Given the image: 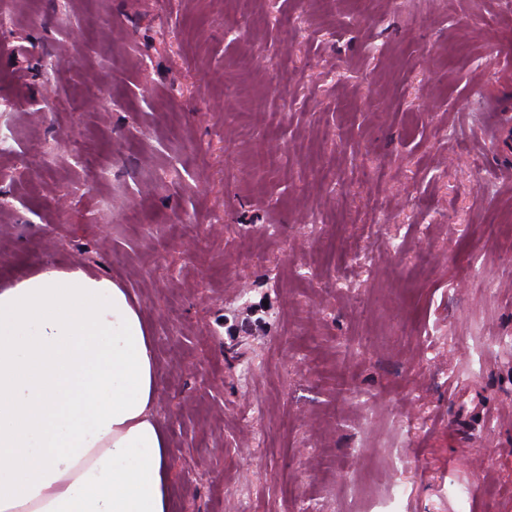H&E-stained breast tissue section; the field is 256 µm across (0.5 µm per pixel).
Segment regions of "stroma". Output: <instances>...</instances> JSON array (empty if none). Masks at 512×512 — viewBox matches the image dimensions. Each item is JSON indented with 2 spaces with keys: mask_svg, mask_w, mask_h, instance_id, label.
I'll use <instances>...</instances> for the list:
<instances>
[{
  "mask_svg": "<svg viewBox=\"0 0 512 512\" xmlns=\"http://www.w3.org/2000/svg\"><path fill=\"white\" fill-rule=\"evenodd\" d=\"M0 286L87 264L174 512H512V0H0Z\"/></svg>",
  "mask_w": 512,
  "mask_h": 512,
  "instance_id": "35a3bbf8",
  "label": "stroma"
}]
</instances>
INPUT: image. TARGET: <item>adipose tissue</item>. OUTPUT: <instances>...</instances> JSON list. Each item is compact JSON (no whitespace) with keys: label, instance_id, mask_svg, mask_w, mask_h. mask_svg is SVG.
<instances>
[{"label":"adipose tissue","instance_id":"ef3b65f1","mask_svg":"<svg viewBox=\"0 0 512 512\" xmlns=\"http://www.w3.org/2000/svg\"><path fill=\"white\" fill-rule=\"evenodd\" d=\"M153 341L86 266L0 288V512H172Z\"/></svg>","mask_w":512,"mask_h":512}]
</instances>
